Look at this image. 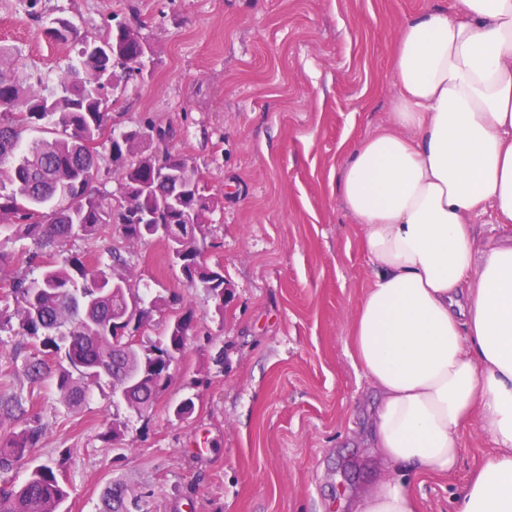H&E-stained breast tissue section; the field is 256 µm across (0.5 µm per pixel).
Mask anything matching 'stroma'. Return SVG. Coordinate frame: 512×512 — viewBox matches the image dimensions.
Listing matches in <instances>:
<instances>
[{"label": "stroma", "mask_w": 512, "mask_h": 512, "mask_svg": "<svg viewBox=\"0 0 512 512\" xmlns=\"http://www.w3.org/2000/svg\"><path fill=\"white\" fill-rule=\"evenodd\" d=\"M441 2L454 0H0V43L23 75L52 86L75 48L43 37V25L138 28L147 66L112 93L111 122L173 128L169 150L218 200L203 256L231 287L219 315L187 287L163 240L129 243L107 226L63 245L92 260L120 249L131 288L179 295L196 325L168 387L140 415L113 400L105 378L65 406L55 377L27 379L31 339L0 333V402L22 400L41 430L10 481L64 462L69 512H96L111 484L129 512H350L379 466L368 436L376 393L350 356L371 270L338 179L386 123L400 22ZM190 395L194 412L175 418ZM115 423L121 438L104 442ZM462 445L455 473L417 486L422 512H456L494 450L475 426Z\"/></svg>", "instance_id": "1"}]
</instances>
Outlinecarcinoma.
Masks as SVG:
<instances>
[{
	"instance_id": "cac0c4a2",
	"label": "carcinoma",
	"mask_w": 512,
	"mask_h": 512,
	"mask_svg": "<svg viewBox=\"0 0 512 512\" xmlns=\"http://www.w3.org/2000/svg\"><path fill=\"white\" fill-rule=\"evenodd\" d=\"M58 41H75L77 59L54 87L35 86L13 67L14 52L0 45V230L8 238L28 239L21 252L27 266L38 271L14 276L0 293V331L8 328L33 340L27 363L37 383L56 354L66 361L58 368L56 386L68 404L80 402L102 368L116 362L134 384H111L127 407L150 409L168 386L170 369L182 354L192 331L194 314L181 311L166 326L165 340L143 348L134 337L141 324L128 316L129 301H138L127 286L126 260L117 249L108 258L88 260L81 253L66 256L58 247L75 238L92 239L115 225L129 243L152 237L170 241L169 257L186 283L201 288L224 315V270L203 259L202 227L213 206L197 207L205 188L190 160L169 150L152 148L173 137V131L147 122L130 132L105 135L111 120L105 89L145 67L139 32L125 24L103 36L80 35L67 21L44 30ZM32 127L59 132L50 140L25 142ZM109 144L118 192L94 186L100 172L101 141ZM41 437L36 426L0 435V474L25 460ZM68 498L63 472L50 465L36 467L21 485L0 481V512H64ZM121 490L108 488L101 512H124Z\"/></svg>"
}]
</instances>
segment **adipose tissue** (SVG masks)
Here are the masks:
<instances>
[{
	"mask_svg": "<svg viewBox=\"0 0 512 512\" xmlns=\"http://www.w3.org/2000/svg\"><path fill=\"white\" fill-rule=\"evenodd\" d=\"M389 72L388 123L340 180L372 270L351 356L377 390L384 462L354 509L420 512L414 477L452 473L475 425L496 451L457 512H512V244L482 248L472 231L512 224V0L406 18Z\"/></svg>",
	"mask_w": 512,
	"mask_h": 512,
	"instance_id": "adipose-tissue-1",
	"label": "adipose tissue"
}]
</instances>
